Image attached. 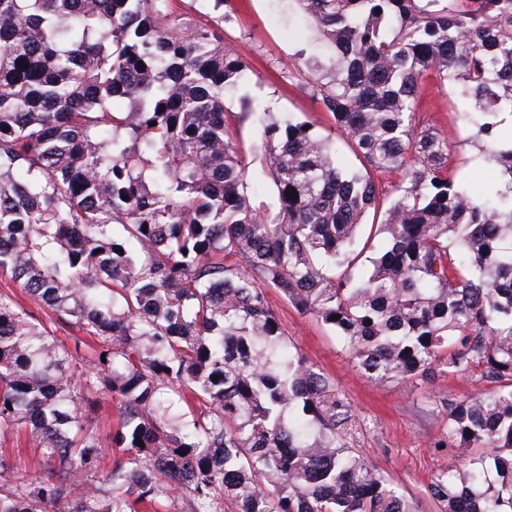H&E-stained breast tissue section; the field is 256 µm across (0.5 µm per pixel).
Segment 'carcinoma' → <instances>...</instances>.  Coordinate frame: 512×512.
I'll return each mask as SVG.
<instances>
[{
  "instance_id": "carcinoma-1",
  "label": "carcinoma",
  "mask_w": 512,
  "mask_h": 512,
  "mask_svg": "<svg viewBox=\"0 0 512 512\" xmlns=\"http://www.w3.org/2000/svg\"><path fill=\"white\" fill-rule=\"evenodd\" d=\"M184 2L0 0V274L46 311L0 293V429L30 428L43 458L28 483L0 459V512H137L179 489L183 512H413L349 446V406L268 288L376 383L479 373L488 391L442 403L467 468L427 494L512 512V0H293L328 48L306 82L361 170L256 110L249 168L224 0L203 22ZM428 76L499 167L492 192L417 120ZM374 172L401 176L387 205ZM266 178L271 200L250 196ZM74 325L96 343L55 336ZM104 393L126 461L96 475L109 451L82 410Z\"/></svg>"
}]
</instances>
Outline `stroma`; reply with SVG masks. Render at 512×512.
<instances>
[{
    "label": "stroma",
    "instance_id": "stroma-1",
    "mask_svg": "<svg viewBox=\"0 0 512 512\" xmlns=\"http://www.w3.org/2000/svg\"><path fill=\"white\" fill-rule=\"evenodd\" d=\"M228 19L223 24L224 43L246 62L243 81L226 91L224 100L233 116L230 129L244 146L255 145L259 129L241 113L243 100L253 107L312 125L317 133L335 139L343 164L355 169L354 149L341 140L331 114L324 112L311 91L302 89L300 78L288 75L283 66L300 54H312L319 37L313 25L295 11L289 0H225ZM449 93L426 79L420 104V123L434 128L448 143L450 160L462 181L484 189L494 180L474 147L467 141L471 128L448 107ZM267 300L298 352L328 376L354 416L350 445L372 464L384 479L412 503L416 512H439V505L426 493L433 476L445 470L458 474L464 459L444 441L446 421L435 412L436 401L458 399L484 391L477 376L439 372L426 381L405 384L376 383L357 369L342 341L314 317L300 314L276 291ZM28 430L0 431V458L21 457L20 478L32 480L41 473L42 456L31 448Z\"/></svg>",
    "mask_w": 512,
    "mask_h": 512
}]
</instances>
